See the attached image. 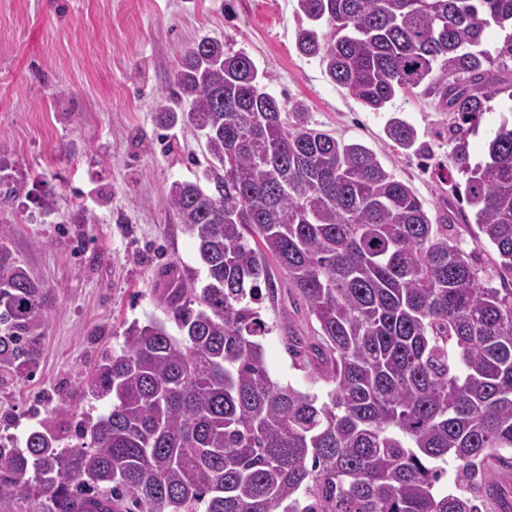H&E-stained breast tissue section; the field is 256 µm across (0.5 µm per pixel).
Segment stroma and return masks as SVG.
I'll return each instance as SVG.
<instances>
[{"label": "stroma", "mask_w": 512, "mask_h": 512, "mask_svg": "<svg viewBox=\"0 0 512 512\" xmlns=\"http://www.w3.org/2000/svg\"><path fill=\"white\" fill-rule=\"evenodd\" d=\"M299 22L297 0H0V168L22 185L0 206V242L50 302L32 377L0 387V432L25 438L39 412L63 398L78 412L105 413L108 402L82 395L90 368L132 321L164 318L156 290L171 262L201 271L164 198L203 169L205 139L189 126H161L157 105L179 51L205 36L246 53L268 75V92L302 102L313 127L372 149L429 217L463 209L457 235L482 282L499 286L496 250L478 243L473 208L459 206L439 167L450 150L448 114L410 92L381 111L364 108L319 59L298 53ZM394 117L414 126L431 159L389 139ZM506 120L512 97L503 91L468 135L472 162ZM260 314L272 379L326 399L330 383L286 347L287 321L311 327L300 299L280 287Z\"/></svg>", "instance_id": "35a3bbf8"}]
</instances>
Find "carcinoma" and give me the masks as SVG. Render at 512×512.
<instances>
[{"mask_svg": "<svg viewBox=\"0 0 512 512\" xmlns=\"http://www.w3.org/2000/svg\"><path fill=\"white\" fill-rule=\"evenodd\" d=\"M296 47L378 112L420 91L452 115L447 161L464 178L480 239L498 252L485 285L454 233L376 154L285 109L254 61L204 37L179 53L158 109L202 132L206 166L164 203L205 269L172 263L166 322L133 321L98 361L86 397L108 413L43 418L23 446L0 437V497L41 512H481L468 485L512 468V125L485 161L467 135L494 96L512 97V34L496 57L491 26L512 29V0H297ZM397 145L429 157L393 117ZM276 267L279 276L272 274ZM286 284L318 325L288 322L287 350L315 362L328 400L273 381L257 304ZM46 293L0 243V383L28 377ZM81 440L63 445L65 431ZM456 464L462 486L437 487Z\"/></svg>", "mask_w": 512, "mask_h": 512, "instance_id": "cac0c4a2", "label": "carcinoma"}]
</instances>
